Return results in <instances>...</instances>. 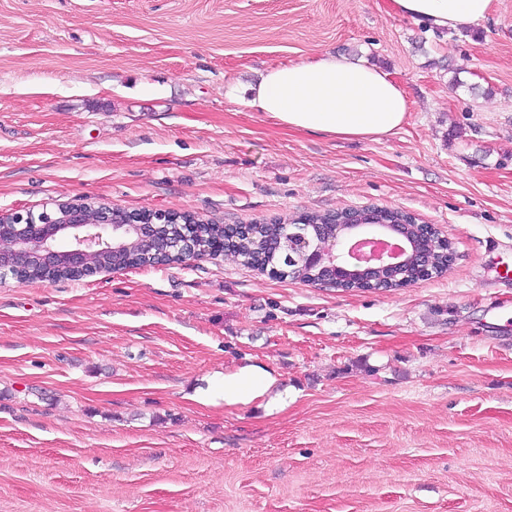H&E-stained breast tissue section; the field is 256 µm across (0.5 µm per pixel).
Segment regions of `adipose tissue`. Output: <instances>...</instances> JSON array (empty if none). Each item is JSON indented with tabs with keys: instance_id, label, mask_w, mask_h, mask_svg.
I'll use <instances>...</instances> for the list:
<instances>
[{
	"instance_id": "obj_1",
	"label": "adipose tissue",
	"mask_w": 512,
	"mask_h": 512,
	"mask_svg": "<svg viewBox=\"0 0 512 512\" xmlns=\"http://www.w3.org/2000/svg\"><path fill=\"white\" fill-rule=\"evenodd\" d=\"M393 13L420 18L439 30L478 25L496 0H390ZM249 107L291 129L342 139L378 140L406 120L407 98L390 73L328 54L261 74L250 87ZM277 383L268 373L243 369L224 377L225 403H243Z\"/></svg>"
}]
</instances>
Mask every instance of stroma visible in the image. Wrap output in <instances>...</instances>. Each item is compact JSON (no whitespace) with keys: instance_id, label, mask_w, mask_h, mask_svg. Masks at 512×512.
I'll return each instance as SVG.
<instances>
[{"instance_id":"obj_1","label":"stroma","mask_w":512,"mask_h":512,"mask_svg":"<svg viewBox=\"0 0 512 512\" xmlns=\"http://www.w3.org/2000/svg\"><path fill=\"white\" fill-rule=\"evenodd\" d=\"M321 54L388 70L401 129L339 141L224 95ZM79 199L400 208L456 258L392 290L207 255L7 279L0 512H512V0L443 34L388 0H0V212ZM244 366L275 392L196 400Z\"/></svg>"}]
</instances>
